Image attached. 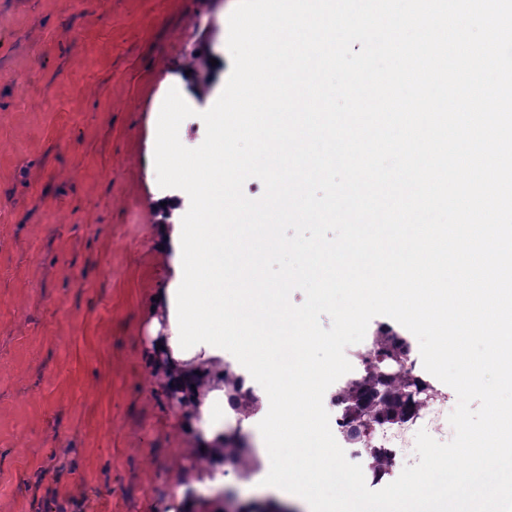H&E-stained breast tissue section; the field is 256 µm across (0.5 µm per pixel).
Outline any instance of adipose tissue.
Wrapping results in <instances>:
<instances>
[{"instance_id": "adipose-tissue-1", "label": "adipose tissue", "mask_w": 512, "mask_h": 512, "mask_svg": "<svg viewBox=\"0 0 512 512\" xmlns=\"http://www.w3.org/2000/svg\"><path fill=\"white\" fill-rule=\"evenodd\" d=\"M223 50L201 46L180 71L166 74L155 96L151 136L153 149L144 164L153 177L151 208L155 214L154 246L172 277L145 309L150 316L146 358L153 367L154 386L163 395H176L175 426L193 469L185 484L193 489L220 490L226 474L236 473L239 449L228 447L236 428L258 429L264 439L256 458L276 496L291 497L311 508L336 491V479L326 476L315 488L292 480L293 466L283 450L288 441L291 410L281 405L276 416L265 406L246 413L243 401L256 394L252 369L268 366L267 382L284 385L288 374L279 365H266L262 337L253 335L235 296L224 290V109L208 118L211 136L199 151L213 181L200 194L193 180L173 176L171 146L181 131L173 114L193 111L198 97H220L219 87H207L201 73ZM233 376L240 397L231 399L225 376Z\"/></svg>"}]
</instances>
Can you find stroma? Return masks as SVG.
<instances>
[{"label": "stroma", "mask_w": 512, "mask_h": 512, "mask_svg": "<svg viewBox=\"0 0 512 512\" xmlns=\"http://www.w3.org/2000/svg\"><path fill=\"white\" fill-rule=\"evenodd\" d=\"M237 0H0V512H169L191 460L141 304L165 71Z\"/></svg>", "instance_id": "35a3bbf8"}]
</instances>
